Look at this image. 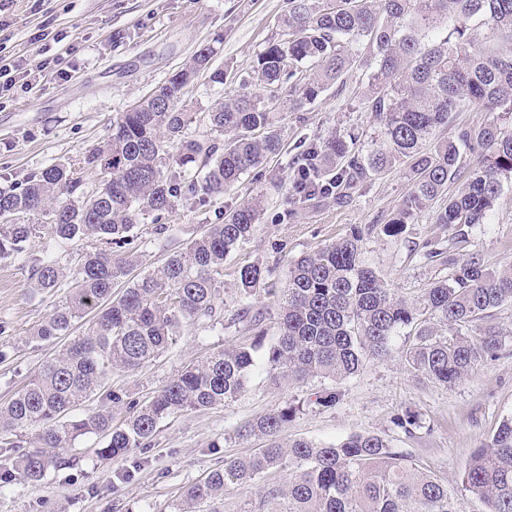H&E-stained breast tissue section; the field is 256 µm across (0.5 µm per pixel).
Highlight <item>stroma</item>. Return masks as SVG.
Segmentation results:
<instances>
[{
	"instance_id": "obj_1",
	"label": "stroma",
	"mask_w": 512,
	"mask_h": 512,
	"mask_svg": "<svg viewBox=\"0 0 512 512\" xmlns=\"http://www.w3.org/2000/svg\"><path fill=\"white\" fill-rule=\"evenodd\" d=\"M286 8V0H45L37 13L29 0H11L0 12L9 22L0 31V58L32 68L42 57L59 55L66 72H45L33 89L0 98V186L94 151L109 136L115 113L188 64L213 37L221 39L215 44V66L248 67ZM368 80V71H353L304 113H279L281 155L245 176L234 192L193 210L178 209L168 219L174 227L171 239L155 237L150 224L137 227L142 244L133 272L138 275L160 265L206 225L223 223L226 210L256 195L265 199L252 236L224 262V327L183 324L158 359L133 373H113V388L143 399L189 362L247 340L245 323L233 319L240 305L237 270L256 264L267 270L269 281H284L291 261L347 235L352 227L363 230L370 260L400 295L415 298L441 277L439 264L429 261L424 249L428 239L441 233L433 211L406 225L400 239L382 231L409 189L402 169L368 180L348 202L318 197L288 220L277 218L292 191L289 164L314 137L351 129L358 136L357 148L364 149L376 136L373 119L360 104ZM470 239L490 267L512 265V180L504 182L487 223L475 226ZM27 276L21 262H0V320L11 326L10 334L0 335V346L17 351L15 364L0 365V400L56 350L51 343L24 341L52 309L51 298L29 295ZM404 344V337H396L389 358L366 363L344 381L335 406L315 405L293 417L283 438L330 444L354 432L377 433L455 486L463 462L503 419L512 417V353L478 366L463 384L446 387L407 371L400 358ZM326 386L320 379L280 384L266 372H254L237 398L164 421L152 446L137 449L123 462L99 458L101 439L86 436L72 448L80 459L77 467L50 472L33 487L0 491V512H172L185 486L223 465L225 457L259 447L257 439L237 438L239 426ZM407 409L421 419L420 428L410 434L394 424ZM126 469L132 472L127 481L120 477Z\"/></svg>"
}]
</instances>
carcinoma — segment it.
Returning a JSON list of instances; mask_svg holds the SVG:
<instances>
[{
    "instance_id": "cac0c4a2",
    "label": "carcinoma",
    "mask_w": 512,
    "mask_h": 512,
    "mask_svg": "<svg viewBox=\"0 0 512 512\" xmlns=\"http://www.w3.org/2000/svg\"><path fill=\"white\" fill-rule=\"evenodd\" d=\"M486 32L477 38V29ZM512 0H288L279 32L249 69L236 76L240 90L202 115L177 108L181 91L200 73L224 84V70H210L214 47L205 45L178 70L112 121L108 138L74 162L52 164L0 189V261L28 263L31 294L64 297L29 332L39 343L69 335L6 402H0V491L40 484L51 469L75 466L65 454L76 440L100 436L98 456L125 460L152 446L160 425L188 411L235 399L252 371L264 369L290 384L326 379L333 388L313 403L330 407L336 386L368 360L390 355L394 337L407 342V369L434 382H463L480 363L504 350L496 311L512 304V265L493 269L469 249V229L485 224L503 180H512ZM371 69L362 100L379 127L372 148L356 150L355 135L311 141L294 159L293 188L282 217L316 197L342 201L350 190L394 167L405 169L410 188L382 231L391 237L437 203L435 223L448 229V247L426 246L447 275L408 300L383 282L365 255L363 232L299 257L288 278L273 286L265 270L237 271L242 305L236 320L251 341L230 345L191 362L153 396L137 401L108 387L115 370L134 372L165 353L183 323L224 326V260L253 234L263 200L253 198L225 213L165 262L112 288L137 262L133 228L151 216L153 234L179 206L193 207L184 193L205 201L235 189L241 178L281 150L274 114L317 100L343 75ZM264 89L257 95L252 88ZM483 112L482 123L442 134L452 114ZM200 120L209 133H189ZM477 154L473 164L464 152ZM463 180L460 191L448 185ZM79 239L102 247L67 271L54 248ZM45 241L48 254L27 256L30 242ZM273 298L278 319L269 324L266 305L250 301L258 289ZM96 411H82L91 397ZM302 410L292 402L237 429L259 436L252 453L224 458V465L188 486L175 512L224 496L229 487L245 497L237 512H463L476 498L488 512H512V417L481 443L460 469L451 490L403 448L384 436L351 433L325 446L285 442L284 425ZM33 431L24 448L18 438Z\"/></svg>"
}]
</instances>
